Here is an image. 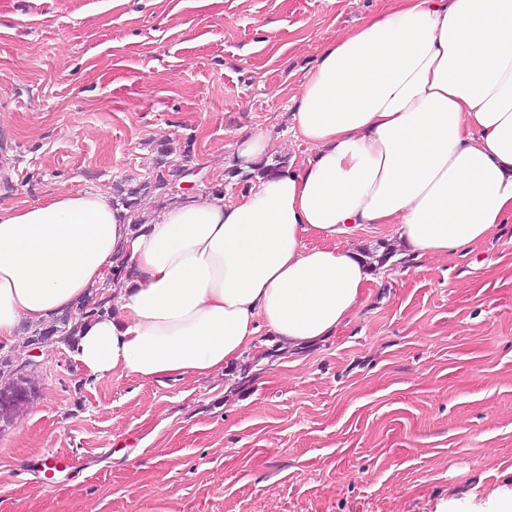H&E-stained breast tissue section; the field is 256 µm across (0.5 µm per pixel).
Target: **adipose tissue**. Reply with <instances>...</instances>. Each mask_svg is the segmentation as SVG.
Listing matches in <instances>:
<instances>
[{
  "label": "adipose tissue",
  "instance_id": "obj_1",
  "mask_svg": "<svg viewBox=\"0 0 512 512\" xmlns=\"http://www.w3.org/2000/svg\"><path fill=\"white\" fill-rule=\"evenodd\" d=\"M291 120L310 154L234 198L186 197L138 227L93 190L0 209V340L73 310L122 258L76 362L205 376L260 332L293 350L348 322L371 272L308 234L394 224L422 256L483 244L512 220V0H391L322 47Z\"/></svg>",
  "mask_w": 512,
  "mask_h": 512
}]
</instances>
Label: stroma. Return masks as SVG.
I'll return each instance as SVG.
<instances>
[{
    "label": "stroma",
    "mask_w": 512,
    "mask_h": 512,
    "mask_svg": "<svg viewBox=\"0 0 512 512\" xmlns=\"http://www.w3.org/2000/svg\"><path fill=\"white\" fill-rule=\"evenodd\" d=\"M388 0H0V208L113 196L156 149L190 148L194 195L241 133L291 129L321 47ZM346 247L393 257L347 326L291 353L162 382L83 373L59 336L0 429V512H498L512 499V223L419 258L396 225Z\"/></svg>",
    "instance_id": "stroma-1"
}]
</instances>
